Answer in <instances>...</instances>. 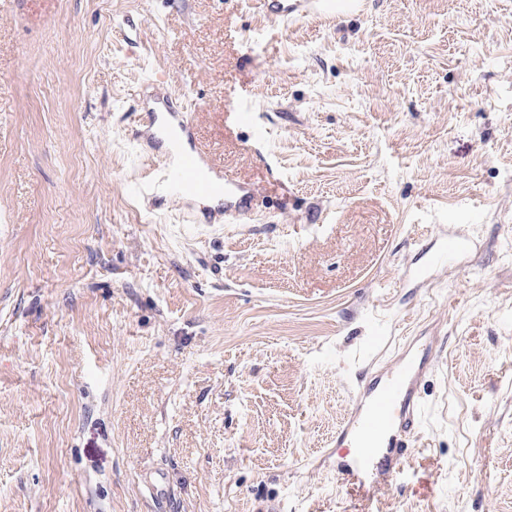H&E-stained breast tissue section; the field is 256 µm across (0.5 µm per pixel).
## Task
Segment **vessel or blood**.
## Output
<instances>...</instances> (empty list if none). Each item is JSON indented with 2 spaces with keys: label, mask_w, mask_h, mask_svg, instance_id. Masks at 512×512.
I'll return each instance as SVG.
<instances>
[{
  "label": "vessel or blood",
  "mask_w": 512,
  "mask_h": 512,
  "mask_svg": "<svg viewBox=\"0 0 512 512\" xmlns=\"http://www.w3.org/2000/svg\"><path fill=\"white\" fill-rule=\"evenodd\" d=\"M303 6V0H260L261 10L276 19L288 18ZM146 126L159 134L178 131L186 139L194 137L189 120L162 97L147 113ZM139 194L155 201L219 194L224 198V221L234 224L251 212L255 188L224 171L205 150L192 147L161 177L142 182ZM431 369L427 355L408 349L392 364L377 367L370 382L358 384L352 409L336 436L337 447L349 450L347 458L337 461L336 471L351 492L366 494L368 476L381 482L392 476L406 440L419 430L424 409L420 388Z\"/></svg>",
  "instance_id": "b4317fda"
}]
</instances>
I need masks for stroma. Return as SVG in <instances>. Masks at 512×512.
I'll use <instances>...</instances> for the list:
<instances>
[{"instance_id":"obj_1","label":"stroma","mask_w":512,"mask_h":512,"mask_svg":"<svg viewBox=\"0 0 512 512\" xmlns=\"http://www.w3.org/2000/svg\"><path fill=\"white\" fill-rule=\"evenodd\" d=\"M156 93L245 223L137 197ZM409 347L425 414L365 501L336 429ZM0 512H512V0H0ZM308 1L300 0H261L260 8L269 17L286 19L307 6Z\"/></svg>"}]
</instances>
